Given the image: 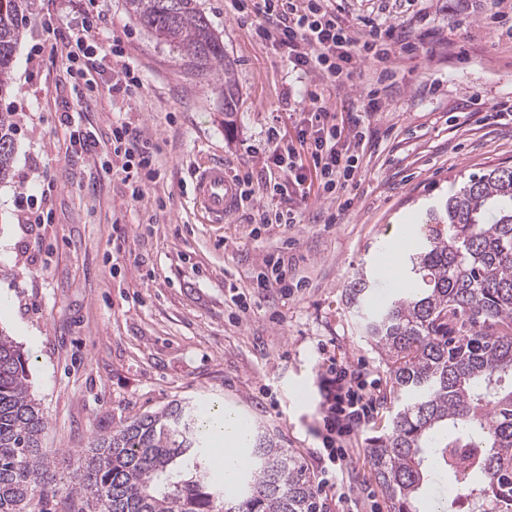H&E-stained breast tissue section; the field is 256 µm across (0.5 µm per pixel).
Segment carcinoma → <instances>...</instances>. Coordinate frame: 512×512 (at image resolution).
Returning a JSON list of instances; mask_svg holds the SVG:
<instances>
[{
  "mask_svg": "<svg viewBox=\"0 0 512 512\" xmlns=\"http://www.w3.org/2000/svg\"><path fill=\"white\" fill-rule=\"evenodd\" d=\"M32 0H0V98ZM128 13L201 74L224 64V39L198 0H125ZM12 113L0 112V184L12 177ZM427 235L381 304L357 275L348 308L386 362L392 429L368 457L390 512H439L427 494L447 480L471 512H512V167L468 180L427 213ZM46 418L28 386V358L0 330V512H35L54 475L42 446ZM204 414L187 405L125 421L85 450L71 478L80 512H319L304 465L276 438L242 424L241 493L208 477Z\"/></svg>",
  "mask_w": 512,
  "mask_h": 512,
  "instance_id": "cac0c4a2",
  "label": "carcinoma"
}]
</instances>
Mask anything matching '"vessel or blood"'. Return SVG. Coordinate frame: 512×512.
Masks as SVG:
<instances>
[{
  "mask_svg": "<svg viewBox=\"0 0 512 512\" xmlns=\"http://www.w3.org/2000/svg\"><path fill=\"white\" fill-rule=\"evenodd\" d=\"M193 203L209 223H223L239 202L236 182L224 172L223 162L214 160L195 168L192 180Z\"/></svg>",
  "mask_w": 512,
  "mask_h": 512,
  "instance_id": "obj_1",
  "label": "vessel or blood"
}]
</instances>
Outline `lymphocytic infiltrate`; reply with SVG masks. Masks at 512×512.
Instances as JSON below:
<instances>
[{"instance_id":"1","label":"lymphocytic infiltrate","mask_w":512,"mask_h":512,"mask_svg":"<svg viewBox=\"0 0 512 512\" xmlns=\"http://www.w3.org/2000/svg\"><path fill=\"white\" fill-rule=\"evenodd\" d=\"M240 13L261 15L258 27L261 39L272 42L287 56L293 71L330 84H344L360 74L364 65H372L377 84H385L395 75L393 57L397 50H419L422 41L404 24H370L364 35H357L353 24L329 9L326 0H237ZM99 27L94 16L81 19L66 39V58L78 74L102 65L96 49ZM308 117L298 132V146L283 145L278 131H269L267 142L272 148L275 167L288 174V184L307 198L306 176L297 148H305L319 177L318 195L335 198L356 187L359 176L360 150L366 139L361 116L379 111L382 101L376 91L359 99L361 115L352 119L349 132L337 128L334 117L317 92H309ZM112 153L123 163L115 173L130 188L133 201L144 196L142 175L153 164L154 145L149 138L123 122L112 124ZM284 183V184H287ZM283 183L272 179L254 184L252 178L239 180L241 198L256 192L278 194ZM324 451L329 462H339L344 453L342 439L353 427L366 422L373 410L367 384L361 375L346 367L336 368L328 381L325 396Z\"/></svg>"}]
</instances>
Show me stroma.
Listing matches in <instances>:
<instances>
[{"instance_id":"obj_1","label":"stroma","mask_w":512,"mask_h":512,"mask_svg":"<svg viewBox=\"0 0 512 512\" xmlns=\"http://www.w3.org/2000/svg\"><path fill=\"white\" fill-rule=\"evenodd\" d=\"M198 3L224 36V69L212 79L158 43L124 0H33L16 53L5 104L17 147L12 178L0 185V329L29 358V389L47 419L43 445L56 451L45 508L62 512L97 435L181 402L220 405L276 433L312 477L321 512H389L368 459L372 439L391 427L389 406L376 405L346 440L336 485L321 481L325 363L342 361L366 374L373 396L384 392L387 366L358 330L345 288L364 271L376 296L395 295L396 279L379 271L382 244L423 223L468 175L512 165V116L485 112L512 99V34L489 18L486 0H337L343 20L372 4L379 19L426 35L419 51H397L395 82L363 119L351 208L312 200L309 211L328 209L335 223L254 224L255 207L288 204L284 194L257 195L212 224L193 205L197 165L223 161L233 179L265 170L268 129L295 140L310 89L348 126L373 70L343 86L296 78L282 51L257 36L259 17L239 20L233 0ZM92 5L100 45L120 40L124 54L78 83L62 38ZM126 64L143 81L132 93L112 77ZM228 88L237 101L229 117ZM472 90L480 104H467ZM116 118L155 145V175L138 202L102 169ZM76 129L97 134V154L77 155ZM31 201L44 218L37 239L23 226ZM272 258L288 264L298 288H256Z\"/></svg>"}]
</instances>
